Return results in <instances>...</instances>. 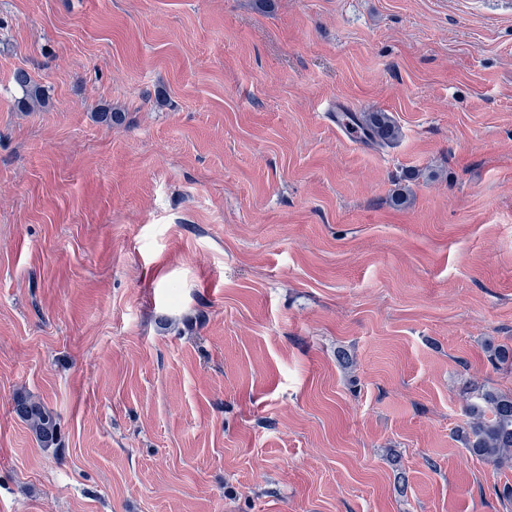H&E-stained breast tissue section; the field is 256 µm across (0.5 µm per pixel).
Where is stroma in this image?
Wrapping results in <instances>:
<instances>
[{
	"label": "stroma",
	"mask_w": 512,
	"mask_h": 512,
	"mask_svg": "<svg viewBox=\"0 0 512 512\" xmlns=\"http://www.w3.org/2000/svg\"><path fill=\"white\" fill-rule=\"evenodd\" d=\"M490 343L512 0H0V512H512ZM13 81L22 91V98L18 101L22 108L30 109L34 106L44 107L46 105L47 99L44 90L27 71L17 70L13 75ZM342 112H352L343 115V118L357 127L359 139L366 144L382 146L393 142L397 137V127L390 115L385 112L357 113L352 106L341 104L336 106L337 124ZM463 401L468 453L495 466L512 465V393L483 388L464 392ZM12 401L14 413L26 423L42 447L58 444L61 426L57 414L25 392L15 393Z\"/></svg>",
	"instance_id": "35a3bbf8"
}]
</instances>
